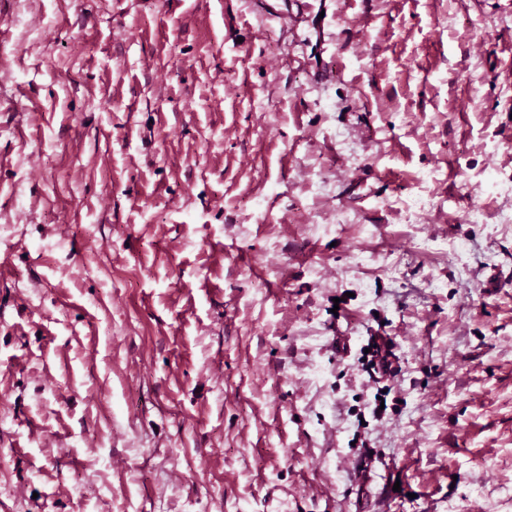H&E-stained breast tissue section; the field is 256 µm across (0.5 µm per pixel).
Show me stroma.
<instances>
[{
  "instance_id": "obj_1",
  "label": "stroma",
  "mask_w": 512,
  "mask_h": 512,
  "mask_svg": "<svg viewBox=\"0 0 512 512\" xmlns=\"http://www.w3.org/2000/svg\"><path fill=\"white\" fill-rule=\"evenodd\" d=\"M507 214L512 0H0V512H512ZM365 349H370L369 353H365L367 357L364 365L365 371L370 379L380 380L387 376H393L398 371L399 357L395 352H387L385 355L381 354V349L375 343V336H370V339L365 346ZM393 358L392 361L387 360L388 356Z\"/></svg>"
}]
</instances>
